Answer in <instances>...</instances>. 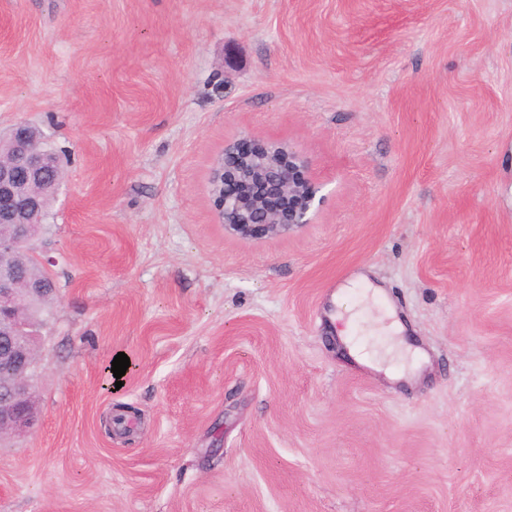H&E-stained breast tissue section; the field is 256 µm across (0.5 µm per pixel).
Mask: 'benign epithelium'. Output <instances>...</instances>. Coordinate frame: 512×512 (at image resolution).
<instances>
[{
    "label": "benign epithelium",
    "instance_id": "1",
    "mask_svg": "<svg viewBox=\"0 0 512 512\" xmlns=\"http://www.w3.org/2000/svg\"><path fill=\"white\" fill-rule=\"evenodd\" d=\"M28 125L10 132L12 153L0 159V224L15 234L0 239V364L14 375L0 397V432L21 433L34 428L31 405L36 399L29 370L37 363L38 344L30 341L29 324L16 291L10 258L25 250L37 262L41 224L40 199L28 188L61 183L63 171L55 153L32 147ZM210 195L217 223L239 239L276 238L312 223L322 203L321 185L311 175V163L297 148L243 136L224 145L209 174Z\"/></svg>",
    "mask_w": 512,
    "mask_h": 512
}]
</instances>
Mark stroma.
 I'll use <instances>...</instances> for the list:
<instances>
[{"mask_svg": "<svg viewBox=\"0 0 512 512\" xmlns=\"http://www.w3.org/2000/svg\"><path fill=\"white\" fill-rule=\"evenodd\" d=\"M20 122L65 176L0 512H512V0H0ZM244 134L311 160V224L215 223Z\"/></svg>", "mask_w": 512, "mask_h": 512, "instance_id": "stroma-1", "label": "stroma"}]
</instances>
